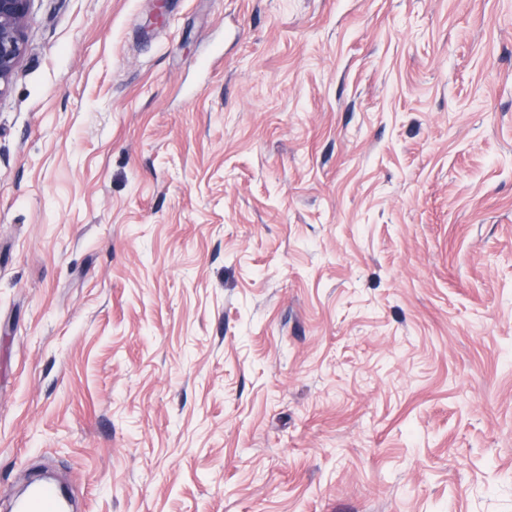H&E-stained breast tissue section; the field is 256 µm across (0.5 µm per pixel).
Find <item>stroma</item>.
Returning a JSON list of instances; mask_svg holds the SVG:
<instances>
[{"mask_svg": "<svg viewBox=\"0 0 512 512\" xmlns=\"http://www.w3.org/2000/svg\"><path fill=\"white\" fill-rule=\"evenodd\" d=\"M32 0L0 97V491L512 512V0Z\"/></svg>", "mask_w": 512, "mask_h": 512, "instance_id": "stroma-1", "label": "stroma"}]
</instances>
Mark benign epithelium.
I'll list each match as a JSON object with an SVG mask.
<instances>
[{
    "label": "benign epithelium",
    "mask_w": 512,
    "mask_h": 512,
    "mask_svg": "<svg viewBox=\"0 0 512 512\" xmlns=\"http://www.w3.org/2000/svg\"><path fill=\"white\" fill-rule=\"evenodd\" d=\"M31 0H0V97L25 52V25Z\"/></svg>",
    "instance_id": "benign-epithelium-1"
}]
</instances>
